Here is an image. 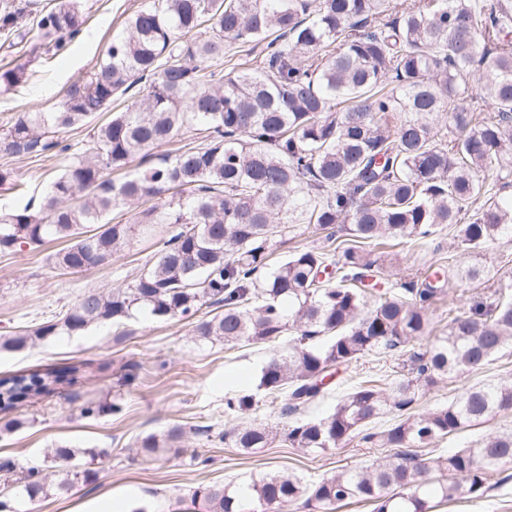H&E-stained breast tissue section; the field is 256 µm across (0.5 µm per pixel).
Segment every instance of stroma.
<instances>
[{"label": "stroma", "mask_w": 512, "mask_h": 512, "mask_svg": "<svg viewBox=\"0 0 512 512\" xmlns=\"http://www.w3.org/2000/svg\"><path fill=\"white\" fill-rule=\"evenodd\" d=\"M55 2L0 0V6L7 4L20 12L23 32L11 43L0 35V66L22 65L28 75L17 90L0 93V130L17 113L52 111L66 88L90 71L112 39L123 34L128 18L145 0H80L86 16L84 34L52 55L41 48L35 23L37 14ZM7 164L24 192L19 195L11 185L0 186L1 207L26 199L40 202L66 159L11 158ZM439 239L442 247L437 251L404 248L399 264L385 269L383 287H396L409 273L450 260L512 272V243L473 254L458 248L452 228L443 229ZM159 246L155 238L136 239L110 265L82 273L57 269L49 260L54 250L50 244L1 252L0 340L58 320L88 287H126L130 274ZM407 353L367 356L341 369L325 398L305 411V419L328 415L340 394L360 377L401 370ZM270 355V350L253 345L228 351L220 342H199L188 319L154 320L142 315L127 320L119 335L111 327L93 325L81 334L50 336L19 351L0 350V374L51 365L81 367L72 386L0 411V459L44 469L55 449L70 448L76 453L75 464L94 471L89 481L68 492L51 489L32 501L17 500L13 474L0 471V512H91L97 500L111 493L120 495L123 512L138 506L144 512H207L198 495L207 486L247 483L266 471L296 475L310 483L338 467H360L383 456V449L356 440L323 454H306L280 440L246 454L220 440V433L236 426L287 429L288 416L259 387L261 369ZM486 377L512 380V348L484 373H466L424 391L417 408L448 405L460 391ZM229 393L252 395L254 407L225 415L224 397ZM90 402L104 405V412L84 416L82 409ZM175 427L185 433L182 442L152 456L140 453L142 438ZM435 512H512V466L491 477L482 497L447 503Z\"/></svg>", "instance_id": "1"}]
</instances>
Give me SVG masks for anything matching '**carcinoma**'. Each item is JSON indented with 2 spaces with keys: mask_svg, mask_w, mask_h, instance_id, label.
Segmentation results:
<instances>
[{
  "mask_svg": "<svg viewBox=\"0 0 512 512\" xmlns=\"http://www.w3.org/2000/svg\"><path fill=\"white\" fill-rule=\"evenodd\" d=\"M78 0H58L36 27L48 52L84 33ZM512 0H149L112 39L94 70L69 85L52 112H21L0 133V156L31 158L71 150L61 135L94 126L51 182L41 203L0 210V251L62 240L55 267L105 266L160 224L175 230L124 288H87L58 321L0 342L19 351L47 336L80 333L139 314L159 320L210 305L194 335L227 349L273 346L259 388L294 417L291 448L329 452L358 437L391 448L385 460L340 468L317 483L269 471L247 484L206 487L210 512H267L303 502L332 512L351 501L374 512H432L433 500L483 496L490 476L512 464V429L446 455L415 452L478 422L512 414V382L486 381L447 406L419 412L421 390L476 372L512 345V284L500 270L457 267L470 284L492 283L487 300L463 310L447 295L443 265L423 279L378 288L395 247L440 248L450 226L468 252L512 241ZM258 51L248 67L221 71L225 50ZM27 80L23 66H0V90ZM143 94L114 110L132 87ZM448 113L439 124L438 114ZM207 132L202 146L152 162V151L185 125ZM145 167L119 181L134 159ZM148 208L135 224L113 223L116 208ZM290 224L336 227L349 238L333 260L318 249L271 266L275 239ZM448 299V329L433 338L429 310ZM427 339L407 373L364 380L317 420L297 417L343 367ZM79 368L44 367L0 377V410L55 392ZM229 397L230 413L252 409ZM397 420L383 431L370 424ZM246 453L266 448L273 431L256 425L224 434ZM56 449L61 492L93 476ZM15 495L45 492L37 468L22 470Z\"/></svg>",
  "mask_w": 512,
  "mask_h": 512,
  "instance_id": "carcinoma-1",
  "label": "carcinoma"
}]
</instances>
